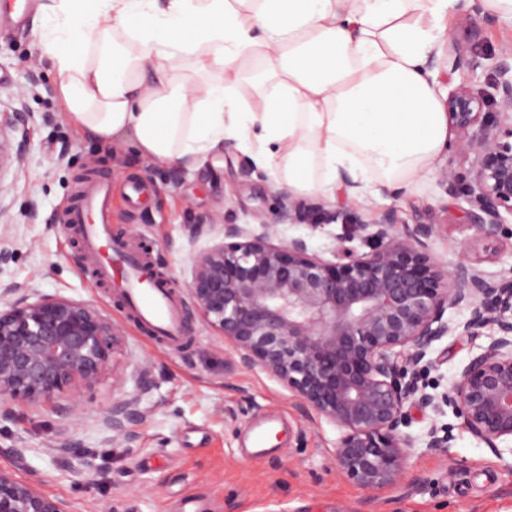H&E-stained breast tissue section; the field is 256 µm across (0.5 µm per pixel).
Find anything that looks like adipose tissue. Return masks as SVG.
<instances>
[{
	"mask_svg": "<svg viewBox=\"0 0 512 512\" xmlns=\"http://www.w3.org/2000/svg\"><path fill=\"white\" fill-rule=\"evenodd\" d=\"M448 0H42L33 32L80 130L187 167L238 141L298 195L401 189L448 144L423 68ZM264 63L247 107L243 64Z\"/></svg>",
	"mask_w": 512,
	"mask_h": 512,
	"instance_id": "ef3b65f1",
	"label": "adipose tissue"
}]
</instances>
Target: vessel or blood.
Instances as JSON below:
<instances>
[{
	"mask_svg": "<svg viewBox=\"0 0 512 512\" xmlns=\"http://www.w3.org/2000/svg\"><path fill=\"white\" fill-rule=\"evenodd\" d=\"M68 223L78 225L84 246L94 255H103L97 267L99 280H120L125 298L136 318L168 342L183 338L179 302L165 285L145 281L140 256L112 234V179L94 175L75 204L69 206Z\"/></svg>",
	"mask_w": 512,
	"mask_h": 512,
	"instance_id": "1",
	"label": "vessel or blood"
}]
</instances>
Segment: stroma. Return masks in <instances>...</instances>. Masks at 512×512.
Segmentation results:
<instances>
[{"label":"stroma","instance_id":"stroma-1","mask_svg":"<svg viewBox=\"0 0 512 512\" xmlns=\"http://www.w3.org/2000/svg\"><path fill=\"white\" fill-rule=\"evenodd\" d=\"M474 0H454L442 24L469 49L476 65L453 74L431 69L438 98L459 85L491 98L494 66L512 49V16L486 21ZM26 112L25 151L0 172V285L27 288L32 296L60 295L87 302L124 331L115 356L126 391L137 390L138 367L153 365L150 388L139 392L144 417L137 441L126 448L109 442L102 426L112 404V378L104 376L83 394L78 414L68 417L52 404L16 409L0 422V467L70 502L73 512H181L189 498L200 512H512V453L495 452L475 439L452 411L437 414L409 408L412 436L430 424L450 427V448L439 454L416 450L410 477L400 487L370 496L333 469L339 430L326 420L305 422L297 402L280 381L261 371L230 370L217 332L193 313L186 284L194 256L208 248L221 228L192 235L189 227L218 214L233 224H273L279 237L301 236L319 253L333 249L357 222L378 223L395 209L400 223L431 224L432 255L447 266L470 258L496 274L512 269V234L488 237L471 226L462 196L449 193L437 172L423 174L401 190L375 195L351 192L337 183L314 200L336 213L313 229L288 221L297 196L280 172L257 168L234 141L224 145L221 164L204 161L170 180V166L135 155L119 145L80 133L57 92V77L41 58L32 26L0 31V115ZM111 173L112 230L124 234L164 277L174 279L183 308L184 338L168 344L138 323L117 288L93 278L79 238L62 228L65 208L83 177ZM149 187L136 208L123 195L127 180ZM489 342L488 333L447 336L431 354L430 380L448 387L470 356ZM275 426L273 443L250 456L248 437L257 425ZM76 440L96 456L98 471H73L59 447ZM24 450L16 461L12 447Z\"/></svg>","mask_w":512,"mask_h":512}]
</instances>
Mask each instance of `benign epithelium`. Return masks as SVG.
I'll list each match as a JSON object with an SVG mask.
<instances>
[{
    "label": "benign epithelium",
    "mask_w": 512,
    "mask_h": 512,
    "mask_svg": "<svg viewBox=\"0 0 512 512\" xmlns=\"http://www.w3.org/2000/svg\"><path fill=\"white\" fill-rule=\"evenodd\" d=\"M448 72L474 66L465 47L448 49ZM497 111L464 87L444 102L456 148L473 158L467 179L451 167L439 173L448 191L461 190L470 224L497 235L512 216V65H495ZM24 142L0 132V168L21 157ZM309 204L288 208L294 219ZM319 222L335 215L314 208ZM370 251L338 239L328 259L302 237H278L272 224H224L222 239L196 255L187 290L196 315L232 348L243 370H259L294 394L304 420L324 419L340 436L336 474L368 492L405 483L412 450L447 447L451 429L429 427L424 438L403 431L405 406L441 413L448 406L477 440L499 449L512 442V271L488 275L469 258L453 269L434 260L435 229H399L395 210L377 224H357ZM8 300L1 301V298ZM450 309L468 316L446 317ZM494 334L448 390L426 392L421 372L448 335ZM118 326L93 306L64 296L29 298L25 289L0 290V397L18 407L55 402L76 409L81 394L112 373V406L104 423L112 442L131 447L142 419L140 395L124 391L111 354L122 345ZM63 452L78 469L94 457L72 441ZM0 512H71L64 501L0 468Z\"/></svg>",
    "instance_id": "1"
}]
</instances>
